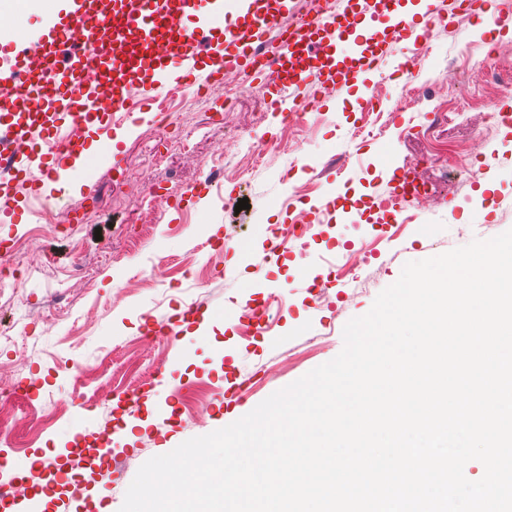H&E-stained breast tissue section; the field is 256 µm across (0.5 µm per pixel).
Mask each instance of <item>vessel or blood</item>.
<instances>
[{"label":"vessel or blood","instance_id":"obj_1","mask_svg":"<svg viewBox=\"0 0 512 512\" xmlns=\"http://www.w3.org/2000/svg\"><path fill=\"white\" fill-rule=\"evenodd\" d=\"M462 4L490 37L512 26V17L492 11L490 0ZM204 6L205 0H73L39 36L40 54L22 48L0 61V154L8 160L0 197L10 198L22 185L28 204L47 202L46 186L59 183L83 154L84 142L75 131L110 136L113 114L129 110L134 101H154L159 84L199 91L227 68L259 71L253 48L279 29L277 0H248L243 13L225 15L222 26L207 30L192 24ZM447 16L435 0H423L415 24L388 7L366 15L353 0H341L336 13L299 19L282 31L279 54L283 85L295 92L293 111H319V89L344 88L378 67L390 45L379 39L376 21L385 20L399 40L412 37L417 27L440 25ZM213 43L218 51L202 55V45ZM71 46L79 47V54L60 67V53ZM91 66L102 73L100 86L92 88L84 82Z\"/></svg>","mask_w":512,"mask_h":512}]
</instances>
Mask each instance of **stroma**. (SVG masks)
<instances>
[{
  "label": "stroma",
  "instance_id": "stroma-1",
  "mask_svg": "<svg viewBox=\"0 0 512 512\" xmlns=\"http://www.w3.org/2000/svg\"><path fill=\"white\" fill-rule=\"evenodd\" d=\"M69 7L70 0H0V14L12 19L0 26V49L38 36L50 12ZM422 49L429 57L414 82L446 85L447 99L394 112L385 136L353 137L364 97L375 96L381 111H390L406 82L400 62ZM466 51L512 79V31L490 44L459 13L431 29L427 43L394 42L385 64L362 87L326 98L295 142L279 143L282 117L269 109L265 90L244 93L227 111L206 107L191 89L169 88L136 125L124 126L123 114H116L122 176L107 162L111 143L92 135L71 167L68 188L54 190L49 205L29 212L24 189H17L16 230H0L10 254L0 273V363L17 364L22 391L0 403V477L47 451L52 463L75 471L78 484L55 500L53 512L102 506L119 512L148 459L228 426L337 356L345 324L371 309L406 262L512 229V128H488L487 114L502 93L461 72L457 59ZM463 93L472 108L461 126L453 111ZM160 112L172 119L163 136L154 127ZM227 135L264 148L247 181L238 179L250 166L246 156L227 163L214 155ZM420 156L428 159L421 176L435 198L431 207L393 225L374 210L349 211V198L371 203L389 195L393 174ZM143 182L153 184L167 207L134 201ZM340 190L345 197L334 210L312 212L308 237L270 253L271 225L291 223L299 209ZM231 197L247 199L248 208L228 206ZM69 212L79 223H59ZM363 244L373 253L359 275H349L341 257ZM310 268L334 274L332 305L313 302ZM78 271L88 276L79 293L69 287ZM136 275L139 287H129ZM261 301L269 312L258 333L240 321L238 309ZM191 305L199 308L204 332L187 327L173 338L155 336L156 354L148 356V323L169 322ZM103 377L111 378L116 396L134 389L144 393L143 402L122 413L105 403L81 415L73 397L91 396ZM201 401L212 406L211 417L170 419L169 407L185 413ZM82 419L90 432L112 436L105 470H89L70 453Z\"/></svg>",
  "mask_w": 512,
  "mask_h": 512
}]
</instances>
